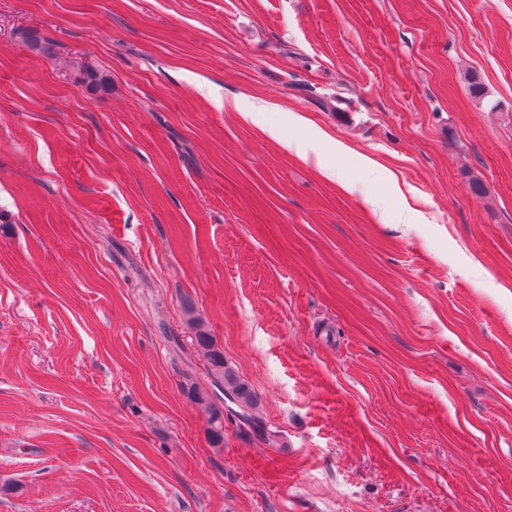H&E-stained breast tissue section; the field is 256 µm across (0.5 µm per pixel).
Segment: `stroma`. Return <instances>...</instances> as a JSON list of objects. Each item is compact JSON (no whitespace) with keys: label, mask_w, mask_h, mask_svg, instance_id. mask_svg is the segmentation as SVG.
Wrapping results in <instances>:
<instances>
[{"label":"stroma","mask_w":512,"mask_h":512,"mask_svg":"<svg viewBox=\"0 0 512 512\" xmlns=\"http://www.w3.org/2000/svg\"><path fill=\"white\" fill-rule=\"evenodd\" d=\"M0 512H512V0H0ZM288 125L306 126L309 128V136L307 140L299 142H285V147L289 150H294L305 157L313 156L319 169L326 176L336 175V171L331 167L325 159L323 152V145L326 144L325 133L318 128H311L308 126L306 118L298 112H288L285 117ZM190 322L195 329L196 345L208 364L212 386L224 390V399L238 408L233 411L244 426L259 428V418L256 415L259 398L246 383L225 367L224 353L216 346L203 322L196 318H192ZM184 389L189 397L204 405L209 413L208 435L215 447H221L224 443V400L216 397L221 405L217 404L209 392L199 389L190 377H186Z\"/></svg>","instance_id":"1"}]
</instances>
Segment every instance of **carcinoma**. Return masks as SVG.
Segmentation results:
<instances>
[{"mask_svg":"<svg viewBox=\"0 0 512 512\" xmlns=\"http://www.w3.org/2000/svg\"><path fill=\"white\" fill-rule=\"evenodd\" d=\"M194 340L205 358L212 386L224 390V398L237 407L240 422L253 429L259 428L257 416L259 398L244 382L240 381L224 365V353L216 346L213 337L206 331L202 321L193 318ZM184 389L189 397L206 407L209 413L208 435L211 443L220 447L224 443V405H219L209 392L199 389L194 382L185 381Z\"/></svg>","mask_w":512,"mask_h":512,"instance_id":"cac0c4a2","label":"carcinoma"}]
</instances>
